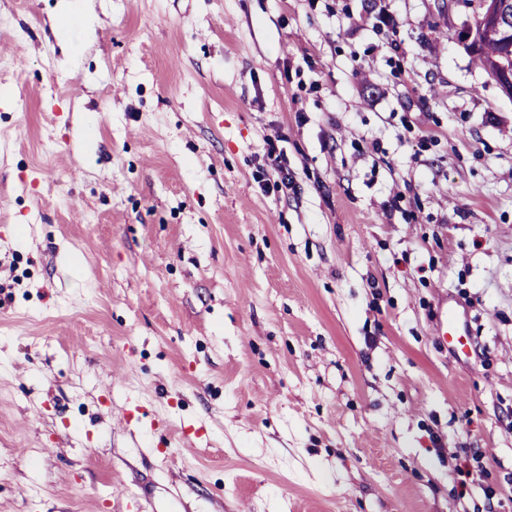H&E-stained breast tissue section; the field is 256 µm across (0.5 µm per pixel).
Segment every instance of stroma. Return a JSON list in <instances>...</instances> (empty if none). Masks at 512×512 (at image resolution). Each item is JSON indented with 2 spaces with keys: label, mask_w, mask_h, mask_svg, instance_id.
<instances>
[{
  "label": "stroma",
  "mask_w": 512,
  "mask_h": 512,
  "mask_svg": "<svg viewBox=\"0 0 512 512\" xmlns=\"http://www.w3.org/2000/svg\"><path fill=\"white\" fill-rule=\"evenodd\" d=\"M57 3L0 0V512H512V97L472 8L94 0L88 37ZM112 500L125 506L123 512H157L152 498L142 497L132 489L112 490Z\"/></svg>",
  "instance_id": "stroma-1"
}]
</instances>
